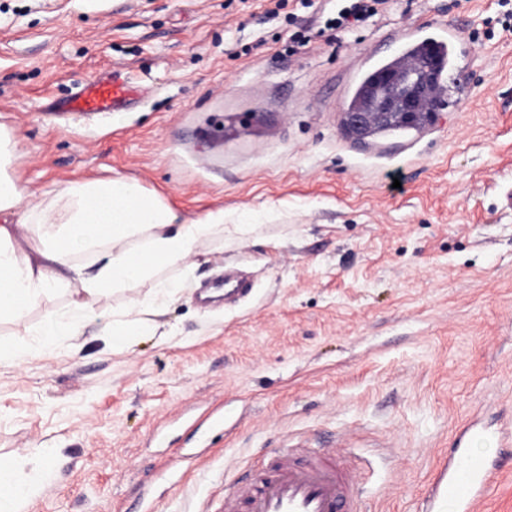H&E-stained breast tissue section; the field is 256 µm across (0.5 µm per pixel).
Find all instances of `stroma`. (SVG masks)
I'll list each match as a JSON object with an SVG mask.
<instances>
[{
  "instance_id": "stroma-1",
  "label": "stroma",
  "mask_w": 512,
  "mask_h": 512,
  "mask_svg": "<svg viewBox=\"0 0 512 512\" xmlns=\"http://www.w3.org/2000/svg\"><path fill=\"white\" fill-rule=\"evenodd\" d=\"M0 0V126L29 190L137 178L181 216L224 212L169 338L99 336L0 364V456L50 481L26 512H221L224 475L262 448L354 457L364 512H426L456 430L509 476L512 512V29L500 0H388L363 26L293 47L336 0ZM450 21L474 55L468 100L424 130L359 143L340 107L350 69L395 35ZM146 94L114 117L43 105L98 68ZM251 294L204 304L226 269ZM59 289L0 338L32 345ZM38 448L50 456L35 459Z\"/></svg>"
}]
</instances>
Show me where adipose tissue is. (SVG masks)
Listing matches in <instances>:
<instances>
[{
    "instance_id": "adipose-tissue-1",
    "label": "adipose tissue",
    "mask_w": 512,
    "mask_h": 512,
    "mask_svg": "<svg viewBox=\"0 0 512 512\" xmlns=\"http://www.w3.org/2000/svg\"><path fill=\"white\" fill-rule=\"evenodd\" d=\"M16 151L0 127V319L17 318L56 289L69 298L36 333V346L56 348L61 337L78 340L93 306L109 292H129L112 313L113 346L128 336H167L161 316L181 282L160 279L165 267H181L200 247L222 235L223 210L186 219L139 180L111 177L25 191L7 170ZM156 292L140 295L146 282ZM48 475L24 476L0 458V512H23Z\"/></svg>"
}]
</instances>
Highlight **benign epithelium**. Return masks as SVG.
<instances>
[{"instance_id": "1", "label": "benign epithelium", "mask_w": 512, "mask_h": 512, "mask_svg": "<svg viewBox=\"0 0 512 512\" xmlns=\"http://www.w3.org/2000/svg\"><path fill=\"white\" fill-rule=\"evenodd\" d=\"M437 69L438 61L426 57L402 74H383L379 88L368 94L359 111L343 113L346 130L362 135L396 123L409 127L418 124L423 118V113L419 112L420 100Z\"/></svg>"}]
</instances>
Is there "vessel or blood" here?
Masks as SVG:
<instances>
[{"mask_svg":"<svg viewBox=\"0 0 512 512\" xmlns=\"http://www.w3.org/2000/svg\"><path fill=\"white\" fill-rule=\"evenodd\" d=\"M403 47L398 64L415 61L425 45H433L445 60L470 62L471 47L455 26H412L400 35ZM142 89L114 69L93 73L74 94L55 99L50 111L62 114H115L128 112L141 102ZM466 446L453 449L448 466L437 480L439 501L450 502L456 512H480L502 473L489 456L471 448L473 432H466ZM362 500L355 471L343 456L316 453L304 460L286 450L268 457L262 467L223 487V512H361Z\"/></svg>","mask_w":512,"mask_h":512,"instance_id":"obj_1","label":"vessel or blood"}]
</instances>
